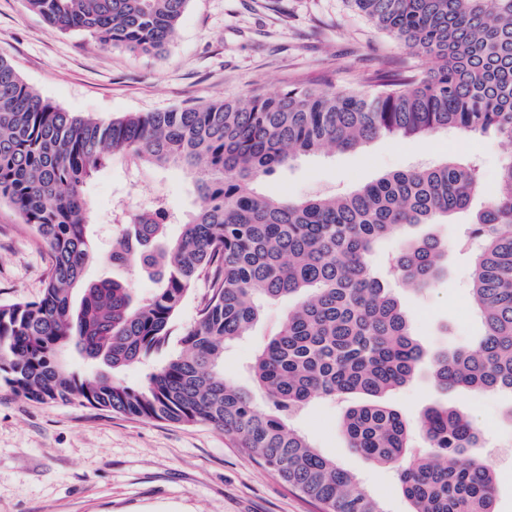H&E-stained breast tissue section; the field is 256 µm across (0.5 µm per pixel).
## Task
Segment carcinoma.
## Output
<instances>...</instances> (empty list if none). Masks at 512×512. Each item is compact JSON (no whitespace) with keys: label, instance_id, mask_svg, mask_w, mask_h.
I'll return each mask as SVG.
<instances>
[{"label":"carcinoma","instance_id":"1","mask_svg":"<svg viewBox=\"0 0 512 512\" xmlns=\"http://www.w3.org/2000/svg\"><path fill=\"white\" fill-rule=\"evenodd\" d=\"M25 2L102 49L144 53L162 52L187 4ZM351 2L423 66L391 59L362 88L290 86L104 121L59 108L0 56V199L53 256L38 300L0 304V380L38 402L208 424L322 512H384L290 423L315 400L341 399L350 402L340 424L348 447L396 470L412 512H496L497 478L476 452L481 431L464 412L435 404L413 428L384 402L425 358L389 281L432 287L447 270L448 248L432 236L412 240L384 274L372 256L386 238L468 214L482 198L468 233L481 242L470 294L483 333L475 348L435 352L430 368L443 392L512 393V0ZM441 130L492 135L511 148L493 187L475 166L449 156L341 194L295 199L259 190L300 155ZM112 158L135 170L176 167L199 198L171 242L164 197L146 209L112 210L122 228L103 259L150 270L157 288L142 298L120 279L86 278L97 245L85 185ZM202 278L210 296L181 331V304ZM286 297L295 303L251 365L267 399L261 411L224 376V346L247 333L263 302ZM172 341L182 350L143 385L118 377ZM71 352L85 370L69 368Z\"/></svg>","mask_w":512,"mask_h":512}]
</instances>
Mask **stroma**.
Instances as JSON below:
<instances>
[{"label":"stroma","mask_w":512,"mask_h":512,"mask_svg":"<svg viewBox=\"0 0 512 512\" xmlns=\"http://www.w3.org/2000/svg\"><path fill=\"white\" fill-rule=\"evenodd\" d=\"M404 51L375 29L348 0H188L162 54L102 49L80 32H63L30 11L24 0H0V56L44 98L82 116L112 119L271 93L299 84L358 86L385 58ZM477 162L494 185L504 158L497 139L440 132L425 140L378 139L366 147L301 156L260 185L267 194L304 197L338 192L380 175L433 164L446 156ZM100 256L89 278L126 280L139 294L155 282L141 268H114L103 259L119 230L107 216L164 196L177 216L197 199L180 170L130 171L120 159L85 188ZM468 216L421 224L415 236L447 243L448 271L432 288L398 294L427 352L476 346L481 322L469 295L471 264L480 249L455 247ZM53 257L34 227L0 200V303L41 296ZM288 308L264 304L246 336L224 349V374L254 383L251 359L265 346ZM411 423L440 401L469 414L483 434L479 452L497 475V512H512V395L443 393L422 365L415 379L388 397ZM342 406L313 402L293 424L323 455L353 474L384 512H411L395 470L370 464L349 448L340 429ZM223 433L118 414L88 404H40L0 383V512H318Z\"/></svg>","instance_id":"stroma-1"}]
</instances>
